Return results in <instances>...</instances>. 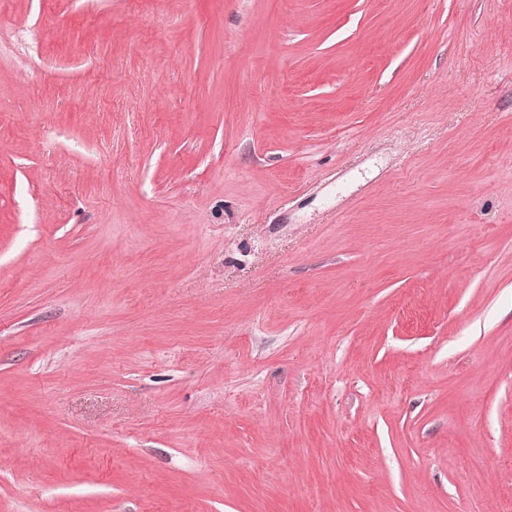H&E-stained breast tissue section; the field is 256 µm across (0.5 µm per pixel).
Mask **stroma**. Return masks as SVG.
<instances>
[{
	"mask_svg": "<svg viewBox=\"0 0 512 512\" xmlns=\"http://www.w3.org/2000/svg\"><path fill=\"white\" fill-rule=\"evenodd\" d=\"M0 512H512V0H0Z\"/></svg>",
	"mask_w": 512,
	"mask_h": 512,
	"instance_id": "35a3bbf8",
	"label": "stroma"
}]
</instances>
